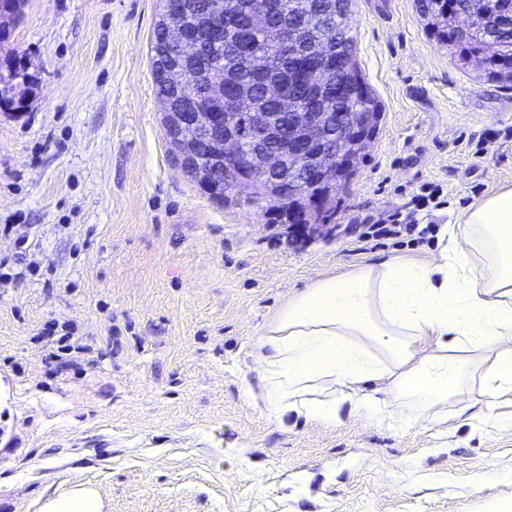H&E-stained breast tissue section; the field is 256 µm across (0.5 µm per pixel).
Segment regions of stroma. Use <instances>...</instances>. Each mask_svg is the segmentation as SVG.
Returning a JSON list of instances; mask_svg holds the SVG:
<instances>
[{
    "label": "stroma",
    "instance_id": "1",
    "mask_svg": "<svg viewBox=\"0 0 512 512\" xmlns=\"http://www.w3.org/2000/svg\"><path fill=\"white\" fill-rule=\"evenodd\" d=\"M164 0H24L0 41L35 84L0 110V512L80 479L103 512H501L512 406L497 426L326 428L267 419L250 353L288 291L435 240H363L458 219L512 186V82L432 36L416 0H352L382 105L330 233L214 204L169 157L151 40ZM440 207L417 205L422 187ZM83 346L52 355L47 329Z\"/></svg>",
    "mask_w": 512,
    "mask_h": 512
}]
</instances>
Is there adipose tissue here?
I'll return each instance as SVG.
<instances>
[{
    "instance_id": "1",
    "label": "adipose tissue",
    "mask_w": 512,
    "mask_h": 512,
    "mask_svg": "<svg viewBox=\"0 0 512 512\" xmlns=\"http://www.w3.org/2000/svg\"><path fill=\"white\" fill-rule=\"evenodd\" d=\"M267 418L438 425L512 396V187L388 258L294 292L251 354Z\"/></svg>"
}]
</instances>
